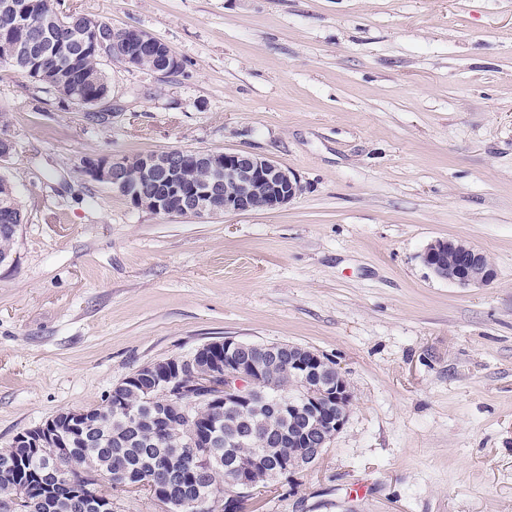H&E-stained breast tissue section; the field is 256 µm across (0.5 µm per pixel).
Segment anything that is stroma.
<instances>
[{
  "label": "stroma",
  "mask_w": 512,
  "mask_h": 512,
  "mask_svg": "<svg viewBox=\"0 0 512 512\" xmlns=\"http://www.w3.org/2000/svg\"><path fill=\"white\" fill-rule=\"evenodd\" d=\"M180 69L103 60L112 114L0 67L25 215L0 264V447L142 366L233 337L334 360L353 392L312 469L253 512H512V0H59ZM248 151L287 207L138 210L88 157ZM459 238L497 276L421 260ZM448 252L457 256L458 267L453 278L444 279L439 272L444 261H448ZM421 258L423 264L436 277L463 288L487 285L496 278V270L487 256L465 241L448 238L435 239L427 244Z\"/></svg>",
  "instance_id": "stroma-1"
}]
</instances>
